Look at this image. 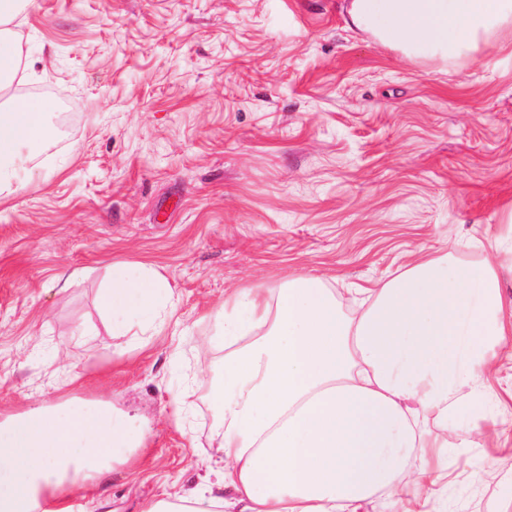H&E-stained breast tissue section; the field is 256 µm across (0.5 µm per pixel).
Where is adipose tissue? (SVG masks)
<instances>
[{
	"instance_id": "obj_1",
	"label": "adipose tissue",
	"mask_w": 512,
	"mask_h": 512,
	"mask_svg": "<svg viewBox=\"0 0 512 512\" xmlns=\"http://www.w3.org/2000/svg\"><path fill=\"white\" fill-rule=\"evenodd\" d=\"M0 0V95L20 64L15 20ZM345 21L384 45L441 61L471 56L512 27V0H349ZM8 97V95H7ZM47 99L0 104V195L22 146L50 136ZM116 336L157 332L175 310L166 280L116 264L99 293ZM224 377L210 405L221 419L216 480L144 512H442L436 491L452 448L473 443L469 416L512 338L501 268L423 256L367 288L335 291L317 275L241 288L215 316ZM135 416L103 401L66 400L0 419V512H36L65 487L99 484L116 449L141 447Z\"/></svg>"
}]
</instances>
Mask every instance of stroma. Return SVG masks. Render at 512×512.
Wrapping results in <instances>:
<instances>
[{
    "mask_svg": "<svg viewBox=\"0 0 512 512\" xmlns=\"http://www.w3.org/2000/svg\"><path fill=\"white\" fill-rule=\"evenodd\" d=\"M344 0H31L24 84L76 118L23 148L0 201V414L110 400L149 423L80 512L201 485L224 371L209 311L291 274L370 286L417 254L498 241L512 305V35L452 63L347 27ZM115 263L170 285L178 328L135 342L98 305ZM82 270L67 288L56 275ZM76 364L67 383L56 355ZM448 451L447 512H512V367Z\"/></svg>",
    "mask_w": 512,
    "mask_h": 512,
    "instance_id": "stroma-1",
    "label": "stroma"
}]
</instances>
